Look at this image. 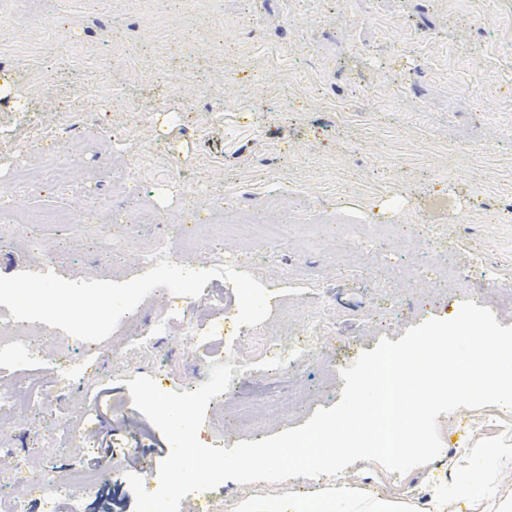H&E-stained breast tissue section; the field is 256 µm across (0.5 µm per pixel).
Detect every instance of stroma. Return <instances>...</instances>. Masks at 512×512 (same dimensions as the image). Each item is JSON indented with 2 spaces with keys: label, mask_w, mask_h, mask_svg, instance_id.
I'll list each match as a JSON object with an SVG mask.
<instances>
[{
  "label": "stroma",
  "mask_w": 512,
  "mask_h": 512,
  "mask_svg": "<svg viewBox=\"0 0 512 512\" xmlns=\"http://www.w3.org/2000/svg\"><path fill=\"white\" fill-rule=\"evenodd\" d=\"M1 81L11 90L0 97V202L62 209L67 221L44 229L39 248L0 242V275L47 272L43 252L62 250L58 276L121 283L149 270L147 242L170 255L192 244L197 269L242 258L271 294L268 335L305 336V310H329L333 337L318 351L289 352L275 370L260 359L234 369L228 391L208 404L204 444L230 448L304 425L340 401L341 372L362 352L427 318H454L464 300L512 326V308L491 304L512 275V0H0ZM83 123L91 132L69 187L23 188L18 172L38 136ZM120 159L135 173L124 185L112 180ZM88 169L97 180H85ZM107 193V223L128 227L112 252L104 236L78 233L88 215L74 205ZM270 200L284 233L260 241L250 219ZM228 201L239 228L222 237ZM146 204L158 223H137ZM333 214L397 225L416 245L377 243L376 263L342 248L329 228L304 246L301 225ZM207 304L225 309L224 329L206 317ZM173 308L195 311L193 336L157 324ZM237 310L223 279L198 297L159 287L139 305L135 332L114 331L106 350L77 342L69 367L50 342L36 358L0 354V392L36 377L35 416L94 421L88 433L59 438L16 421L0 435V468L51 440L47 477L103 474L89 493L58 496L56 512H135L128 476L156 491L166 439L135 409L127 380L168 370L164 392L197 389L211 363L242 346ZM253 394L279 398L282 414L240 419V397ZM437 422L442 449L426 465L402 475L356 462L342 479L428 512L464 449L512 448L505 408L462 407ZM332 483L229 480L215 493L235 512L247 496L284 500Z\"/></svg>",
  "instance_id": "35a3bbf8"
}]
</instances>
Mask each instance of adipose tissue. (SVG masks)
Masks as SVG:
<instances>
[{
  "label": "adipose tissue",
  "instance_id": "obj_1",
  "mask_svg": "<svg viewBox=\"0 0 512 512\" xmlns=\"http://www.w3.org/2000/svg\"><path fill=\"white\" fill-rule=\"evenodd\" d=\"M504 451L500 448H473L455 470L453 481L445 493L433 496L429 512H448L449 498H468L479 490L490 465ZM237 512H397L394 502L366 496L361 489L346 481L315 493L303 492L288 501L276 498L241 499Z\"/></svg>",
  "mask_w": 512,
  "mask_h": 512
}]
</instances>
